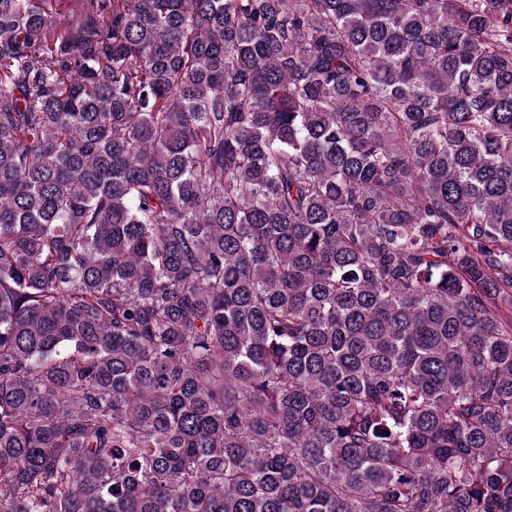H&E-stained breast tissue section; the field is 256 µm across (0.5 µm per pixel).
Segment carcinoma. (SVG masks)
<instances>
[{"label":"carcinoma","instance_id":"cac0c4a2","mask_svg":"<svg viewBox=\"0 0 512 512\" xmlns=\"http://www.w3.org/2000/svg\"><path fill=\"white\" fill-rule=\"evenodd\" d=\"M0 0V512H512V0Z\"/></svg>","mask_w":512,"mask_h":512}]
</instances>
